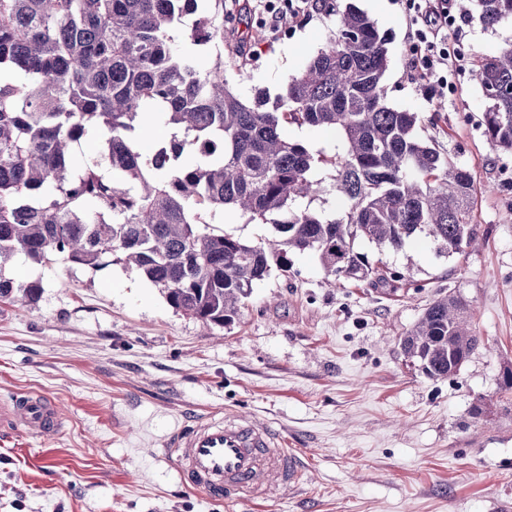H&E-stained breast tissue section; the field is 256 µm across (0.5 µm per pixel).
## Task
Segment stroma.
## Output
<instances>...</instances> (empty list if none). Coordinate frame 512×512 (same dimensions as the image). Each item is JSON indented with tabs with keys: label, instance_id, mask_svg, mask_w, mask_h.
<instances>
[{
	"label": "stroma",
	"instance_id": "35a3bbf8",
	"mask_svg": "<svg viewBox=\"0 0 512 512\" xmlns=\"http://www.w3.org/2000/svg\"><path fill=\"white\" fill-rule=\"evenodd\" d=\"M390 39L388 99L418 113L419 137L468 166L478 185L479 244L437 254L426 240L393 251L356 241L398 289L328 276L310 253L254 286L233 323L205 331L158 288L114 264L94 271L55 256H17L0 273L41 281L37 303L0 301V395L33 391L62 413L41 437H0V512H512V158L486 142L475 65L512 42V24L484 28L469 11L448 42L460 58L447 91L424 85L403 0H352ZM223 12L224 37L196 56L237 95L282 92L335 26L326 10L277 28L257 0H198ZM471 306L479 349L434 379L400 340L435 297ZM490 404L475 419V404ZM232 408L281 430L306 464L298 489L256 503H215L183 486L163 451L177 423Z\"/></svg>",
	"mask_w": 512,
	"mask_h": 512
}]
</instances>
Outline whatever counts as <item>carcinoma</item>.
Masks as SVG:
<instances>
[{
  "instance_id": "cac0c4a2",
  "label": "carcinoma",
  "mask_w": 512,
  "mask_h": 512,
  "mask_svg": "<svg viewBox=\"0 0 512 512\" xmlns=\"http://www.w3.org/2000/svg\"><path fill=\"white\" fill-rule=\"evenodd\" d=\"M481 23L512 21V0H474ZM197 0H0V300H39L38 280L1 270L22 255L101 270L114 263L159 288L168 304L206 325L234 321L253 286L314 252L330 275L370 284L404 280L354 250L357 239L398 251L423 234L437 253L461 255L476 240L478 189L470 169L416 134L419 116L391 106L388 39L364 12L336 13L324 46L271 101L240 99L224 78V56L197 71L172 32ZM224 37L217 16L188 36ZM487 99L481 126L491 148L512 156V43L477 64ZM174 129L145 151L152 115ZM286 124L329 129V156L288 140ZM97 155L72 165L81 142ZM334 169L323 185L314 171ZM327 192L345 210L310 208ZM235 210L269 224L252 244L209 228L203 214ZM469 304L433 300L400 341L430 378L456 374L480 347Z\"/></svg>"
}]
</instances>
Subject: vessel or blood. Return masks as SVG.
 <instances>
[{"label":"vessel or blood","mask_w":512,"mask_h":512,"mask_svg":"<svg viewBox=\"0 0 512 512\" xmlns=\"http://www.w3.org/2000/svg\"><path fill=\"white\" fill-rule=\"evenodd\" d=\"M56 405L40 394L0 396V433L40 436L61 427ZM181 483L215 501H253L296 489L301 459L280 432L256 418L210 413L178 426L165 442Z\"/></svg>","instance_id":"b4317fda"}]
</instances>
